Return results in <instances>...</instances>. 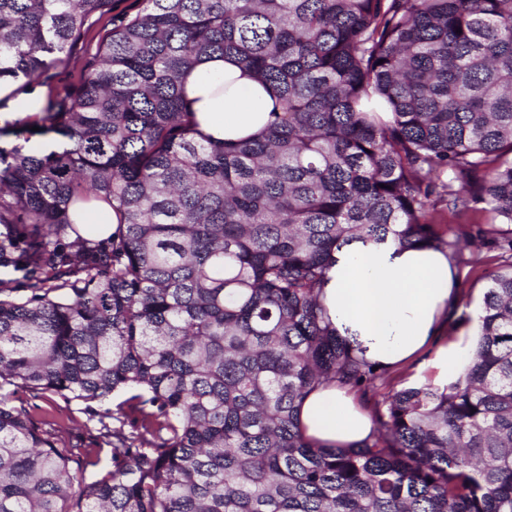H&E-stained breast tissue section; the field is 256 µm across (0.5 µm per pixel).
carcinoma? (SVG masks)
I'll return each instance as SVG.
<instances>
[{"mask_svg":"<svg viewBox=\"0 0 512 512\" xmlns=\"http://www.w3.org/2000/svg\"><path fill=\"white\" fill-rule=\"evenodd\" d=\"M108 11L39 130L0 128V512H512V0H0V82ZM214 56L270 94L261 135L196 139L183 79ZM91 196L105 240L70 219ZM439 206L486 222L450 240ZM354 241L496 252L445 383L388 390L337 335ZM329 385L374 401L354 446L303 432ZM19 388L85 404L112 467Z\"/></svg>","mask_w":512,"mask_h":512,"instance_id":"1","label":"carcinoma"}]
</instances>
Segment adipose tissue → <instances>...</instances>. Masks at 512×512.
<instances>
[{"label":"adipose tissue","mask_w":512,"mask_h":512,"mask_svg":"<svg viewBox=\"0 0 512 512\" xmlns=\"http://www.w3.org/2000/svg\"><path fill=\"white\" fill-rule=\"evenodd\" d=\"M198 137L235 141L259 135L272 101L253 75L233 59L199 63L184 80ZM44 94L0 84V126L42 115ZM322 303L340 336L366 358L387 366L406 363L438 337L436 367L447 375L469 359L461 332L448 330L457 284L447 256L432 248H381L355 243L334 254ZM307 437L327 447L365 439L373 423L354 394L333 386L310 393L300 409Z\"/></svg>","instance_id":"obj_1"}]
</instances>
